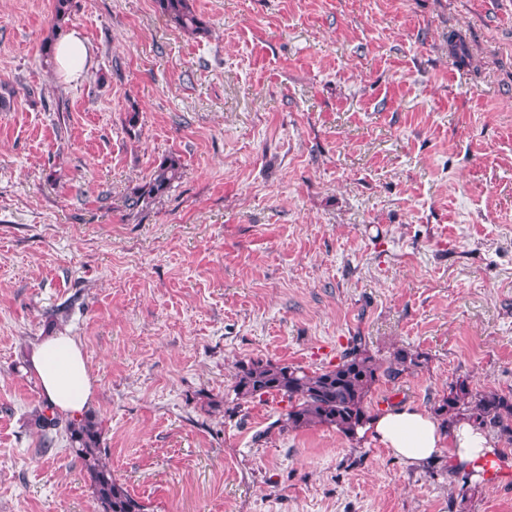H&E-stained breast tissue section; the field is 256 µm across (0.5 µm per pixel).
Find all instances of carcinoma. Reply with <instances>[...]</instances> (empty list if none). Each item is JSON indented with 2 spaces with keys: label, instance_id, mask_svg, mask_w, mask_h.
<instances>
[{
  "label": "carcinoma",
  "instance_id": "1",
  "mask_svg": "<svg viewBox=\"0 0 512 512\" xmlns=\"http://www.w3.org/2000/svg\"><path fill=\"white\" fill-rule=\"evenodd\" d=\"M163 16L190 34L203 31V24L190 0H156ZM181 177L178 159H165L145 185L135 189L127 199L134 209L165 194ZM419 365L418 357L404 349L393 354L384 364L354 342L331 367L307 370L288 364L261 360L242 363L236 376L235 391L242 399L279 395L288 400V412L279 420L280 429L299 430L320 425L336 429L350 440L359 439L373 417L368 396L383 377H394ZM444 427L467 422L494 434L506 446H512V391L499 392L473 387L467 380L451 384L448 393L433 407ZM43 436V445L53 442L52 432L59 417L51 407L42 404L31 419ZM71 452L82 461L89 477L95 500L101 512H146L145 505L134 498L112 476V469L102 461L107 449L101 447V424L90 414L67 423Z\"/></svg>",
  "mask_w": 512,
  "mask_h": 512
}]
</instances>
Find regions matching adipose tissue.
<instances>
[{
    "instance_id": "adipose-tissue-1",
    "label": "adipose tissue",
    "mask_w": 512,
    "mask_h": 512,
    "mask_svg": "<svg viewBox=\"0 0 512 512\" xmlns=\"http://www.w3.org/2000/svg\"><path fill=\"white\" fill-rule=\"evenodd\" d=\"M28 367L38 378L41 394L55 411L79 417L92 405L93 379L87 369L82 344L67 333H50L34 343ZM371 439L412 467L447 449L452 466L470 471L477 482L496 473L501 457L497 438L472 425L459 423L446 432L429 412L399 406L379 414L367 427Z\"/></svg>"
}]
</instances>
